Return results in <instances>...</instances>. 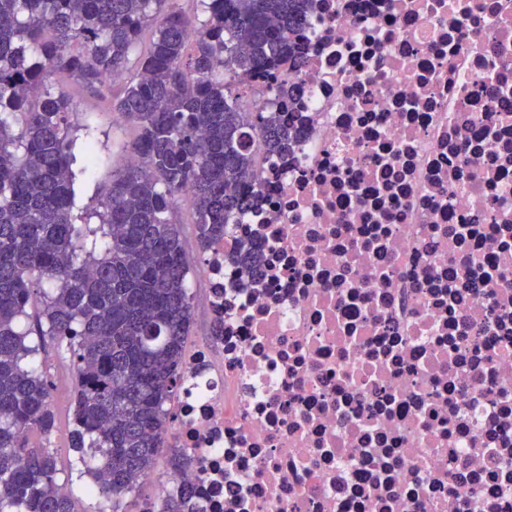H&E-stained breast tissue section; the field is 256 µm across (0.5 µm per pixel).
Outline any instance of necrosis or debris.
Wrapping results in <instances>:
<instances>
[{"label":"necrosis or debris","instance_id":"necrosis-or-debris-1","mask_svg":"<svg viewBox=\"0 0 512 512\" xmlns=\"http://www.w3.org/2000/svg\"><path fill=\"white\" fill-rule=\"evenodd\" d=\"M299 37L245 84L294 139L203 259L142 512H512V0H313Z\"/></svg>","mask_w":512,"mask_h":512}]
</instances>
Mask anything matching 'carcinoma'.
I'll use <instances>...</instances> for the list:
<instances>
[{
  "instance_id": "obj_1",
  "label": "carcinoma",
  "mask_w": 512,
  "mask_h": 512,
  "mask_svg": "<svg viewBox=\"0 0 512 512\" xmlns=\"http://www.w3.org/2000/svg\"><path fill=\"white\" fill-rule=\"evenodd\" d=\"M184 2L0 0V512H76L53 453L26 443L55 422L33 335L66 344L72 447L123 512L164 455L166 405L184 385L190 270L172 213L190 201L207 250L247 204L224 187L252 188L253 141L268 154L290 147L286 125L243 110L241 88L301 56L313 0H196L203 20ZM118 71L131 75L111 110L138 128L137 161L112 171L99 223L77 224L75 183L97 150L89 134L77 143L68 97L48 82L59 73L103 94ZM40 283L43 308L21 331Z\"/></svg>"
}]
</instances>
